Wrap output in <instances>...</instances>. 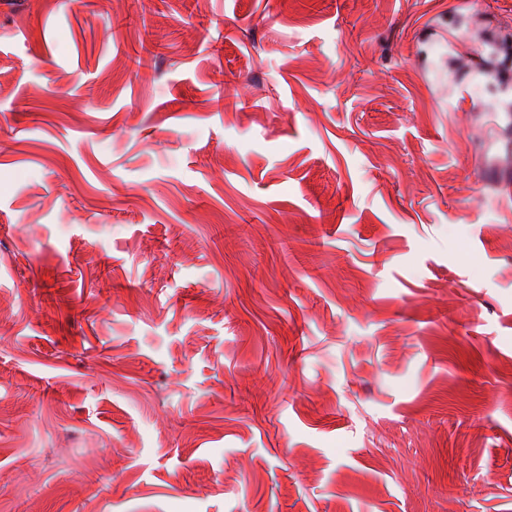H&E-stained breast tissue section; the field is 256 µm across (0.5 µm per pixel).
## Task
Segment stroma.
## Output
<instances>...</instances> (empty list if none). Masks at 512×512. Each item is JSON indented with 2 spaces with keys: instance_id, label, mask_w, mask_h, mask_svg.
I'll use <instances>...</instances> for the list:
<instances>
[{
  "instance_id": "stroma-1",
  "label": "stroma",
  "mask_w": 512,
  "mask_h": 512,
  "mask_svg": "<svg viewBox=\"0 0 512 512\" xmlns=\"http://www.w3.org/2000/svg\"><path fill=\"white\" fill-rule=\"evenodd\" d=\"M494 41L512 0H0V512H512Z\"/></svg>"
}]
</instances>
